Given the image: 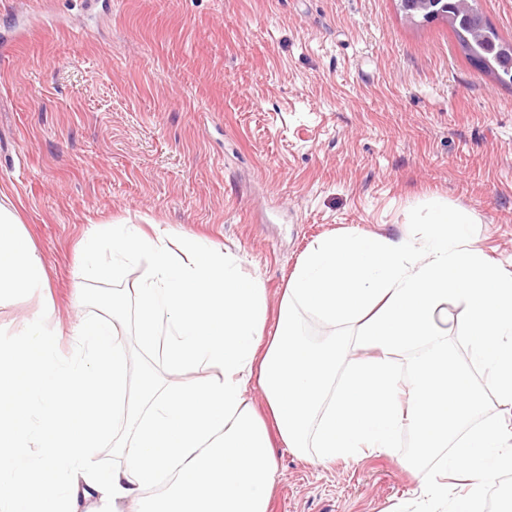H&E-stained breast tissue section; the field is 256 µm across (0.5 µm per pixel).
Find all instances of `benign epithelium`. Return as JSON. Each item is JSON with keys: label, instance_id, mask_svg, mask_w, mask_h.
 Here are the masks:
<instances>
[{"label": "benign epithelium", "instance_id": "benign-epithelium-1", "mask_svg": "<svg viewBox=\"0 0 512 512\" xmlns=\"http://www.w3.org/2000/svg\"><path fill=\"white\" fill-rule=\"evenodd\" d=\"M402 9L409 18L421 13L426 18L446 17L455 22L464 21L467 32L466 44L471 52L488 61L484 50L489 39L482 17L470 5V0H400Z\"/></svg>", "mask_w": 512, "mask_h": 512}]
</instances>
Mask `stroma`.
Wrapping results in <instances>:
<instances>
[{
  "instance_id": "obj_1",
  "label": "stroma",
  "mask_w": 512,
  "mask_h": 512,
  "mask_svg": "<svg viewBox=\"0 0 512 512\" xmlns=\"http://www.w3.org/2000/svg\"><path fill=\"white\" fill-rule=\"evenodd\" d=\"M0 190L47 273L0 297V343L40 328L67 363L77 329L117 315L129 382L173 387L127 295L146 262L85 273L99 225L232 253L273 318L321 239L419 238L413 216L438 203L472 212L475 245L512 269V85L400 0H0ZM298 321L304 341L361 357L358 321ZM274 452L272 512H418L412 469L436 464L407 429L392 452L346 461Z\"/></svg>"
}]
</instances>
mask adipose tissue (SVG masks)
<instances>
[{
	"label": "adipose tissue",
	"instance_id": "1",
	"mask_svg": "<svg viewBox=\"0 0 512 512\" xmlns=\"http://www.w3.org/2000/svg\"><path fill=\"white\" fill-rule=\"evenodd\" d=\"M471 212L437 206L421 240L330 236L311 247L292 273L275 329L260 281L244 277L237 257L197 242L172 249L163 230L105 226L111 263L143 259L135 290L144 349L161 350L176 389L141 379L138 403L125 402V350L119 331L94 343L84 361L58 365L39 339L0 345V512H269L276 465L272 436L289 448L314 449L322 462L396 447L409 428L423 457L441 456L423 476L429 500L448 496L449 479L466 481L457 498L512 469V429L470 426L486 393L512 403V270L475 247ZM46 271L16 208L0 200V295L42 288ZM461 306L460 337L470 369L448 362V304ZM331 325L364 315L356 342L363 357L339 361L335 343L310 346L294 326L296 308ZM425 345L410 386L393 356ZM215 369L205 384L198 368ZM485 375L473 386L472 371ZM257 383L264 410L246 399ZM129 423L117 446L123 467L100 472L93 450L111 416Z\"/></svg>",
	"mask_w": 512,
	"mask_h": 512
}]
</instances>
